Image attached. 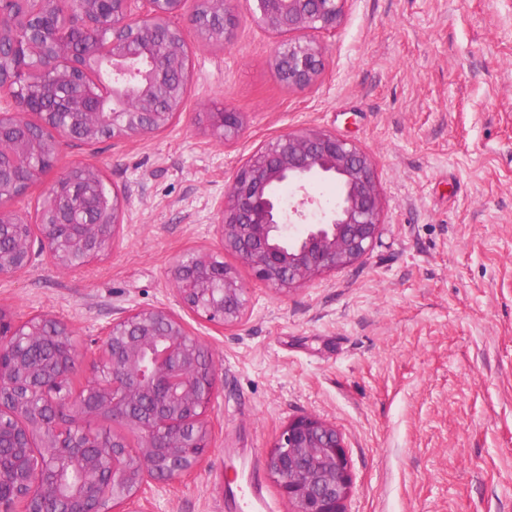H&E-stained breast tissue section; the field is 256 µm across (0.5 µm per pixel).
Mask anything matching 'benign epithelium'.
<instances>
[{"label":"benign epithelium","instance_id":"7a95c632","mask_svg":"<svg viewBox=\"0 0 512 512\" xmlns=\"http://www.w3.org/2000/svg\"><path fill=\"white\" fill-rule=\"evenodd\" d=\"M21 6L16 39H0V281L22 272L32 253L31 228L16 208L30 186L55 168L63 144L144 136L169 127L183 108L188 86L185 32L171 24L185 0H80L57 23L46 0H6ZM234 0H215L198 33L221 41L234 24ZM258 21L283 37L274 66L288 87L310 86L325 48L302 37L336 28L346 0H253ZM37 50L40 71L51 84L32 95L27 72L3 70L19 47ZM112 60V80L88 68L91 59ZM36 115L38 121L29 116ZM213 134L237 140L244 131L239 112L209 113ZM336 183V202L315 224L290 233L292 219L305 220L311 176ZM101 171L91 164L68 168L53 182L41 212V248L59 269L106 255L119 236L126 197L101 193ZM301 193L291 209L277 189ZM382 196L371 155L318 128L285 132L254 150L237 170L217 204L221 251L234 253L264 284L279 290L327 269L351 265L377 238ZM171 280L183 307L223 327L245 318L250 296L236 270L217 255L187 251L172 265ZM49 315L25 320L0 309V509L19 499L24 512H150L140 505L149 485L181 480L200 462L211 430L206 418L215 402L219 371L211 349L168 307L138 308L105 327L99 355L88 364L83 390L72 391L70 375L81 356L73 329L46 330ZM42 397L39 407L33 396ZM83 415L79 430L59 424L65 412ZM101 414L139 434L133 448L124 436L99 432ZM270 475L292 512H345L353 488L343 438L314 415L288 422L267 457ZM79 477L63 488L64 474Z\"/></svg>","mask_w":512,"mask_h":512}]
</instances>
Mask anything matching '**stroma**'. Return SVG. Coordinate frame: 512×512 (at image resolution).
Instances as JSON below:
<instances>
[{"instance_id":"stroma-1","label":"stroma","mask_w":512,"mask_h":512,"mask_svg":"<svg viewBox=\"0 0 512 512\" xmlns=\"http://www.w3.org/2000/svg\"><path fill=\"white\" fill-rule=\"evenodd\" d=\"M226 42L186 33L187 97L166 129L75 140L56 169L99 166L127 192L120 239L100 259L31 265L0 282V308L91 339L125 311L179 309L170 278L190 249L221 253L251 292L224 328L179 309L223 373L200 465L166 486L157 512H224L239 463L265 468L288 421L313 414L343 434L346 512H512V0H346L304 89L286 87L276 39L235 0ZM243 113L239 140L208 115ZM319 128L371 154L383 223L352 265L278 291L220 252L218 201L276 135Z\"/></svg>"}]
</instances>
